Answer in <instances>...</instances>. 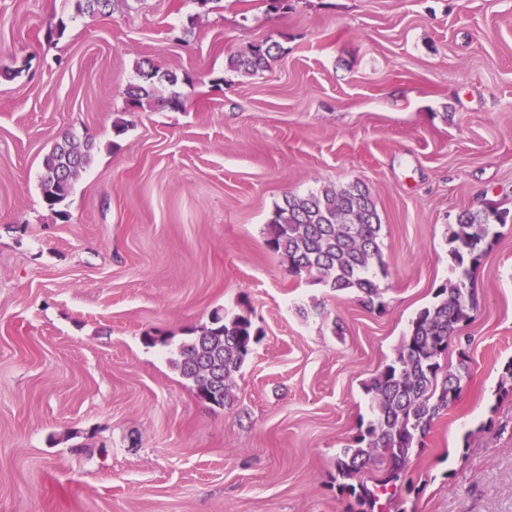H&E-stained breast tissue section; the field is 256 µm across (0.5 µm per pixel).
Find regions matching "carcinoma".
Returning a JSON list of instances; mask_svg holds the SVG:
<instances>
[{
  "mask_svg": "<svg viewBox=\"0 0 512 512\" xmlns=\"http://www.w3.org/2000/svg\"><path fill=\"white\" fill-rule=\"evenodd\" d=\"M72 17L115 10L124 0H70ZM280 51L273 37L249 43L235 52L229 66L257 74ZM140 80L126 89L130 110L144 102L161 100L173 110L183 107L174 88L186 75L162 71L152 65L139 69ZM94 141L64 137L44 157L41 195L48 210L68 218L61 206L79 173L91 162ZM509 212L487 206L466 209L456 218L448 256L459 276L436 291V302L421 309L394 360L366 384L374 419L336 455V481L350 500L349 512H375L381 499L396 500L412 486L408 467L416 449L423 446L436 419L459 399L462 383L470 374V356L459 349L454 369L441 370L439 359L451 341L470 344L458 330L466 326L474 309L472 273L480 265L495 236L507 223ZM382 223L366 185L359 181L342 187L323 186L303 197L290 195L276 207L266 228V245L294 276L315 275L335 292L354 293L368 309L382 313L386 304L370 269H385ZM260 331L244 314L213 313L209 323L190 330L178 347L173 366L192 384L199 399L222 408L232 399L235 376L259 342ZM382 468L373 483L358 480L368 465Z\"/></svg>",
  "mask_w": 512,
  "mask_h": 512,
  "instance_id": "cac0c4a2",
  "label": "carcinoma"
}]
</instances>
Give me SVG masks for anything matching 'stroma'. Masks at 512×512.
<instances>
[{"mask_svg": "<svg viewBox=\"0 0 512 512\" xmlns=\"http://www.w3.org/2000/svg\"><path fill=\"white\" fill-rule=\"evenodd\" d=\"M70 12L0 0V69L19 72L0 81V512H346L333 462L374 417L365 383L455 277L458 213L512 211V0ZM269 36L265 71L229 69ZM145 59L193 78L182 110L127 112ZM67 133L97 148L63 220L40 176ZM356 180L383 224L381 314L265 244L284 196ZM473 286L470 379L384 512H512V224ZM216 309L262 332L224 408L170 364Z\"/></svg>", "mask_w": 512, "mask_h": 512, "instance_id": "obj_1", "label": "stroma"}]
</instances>
